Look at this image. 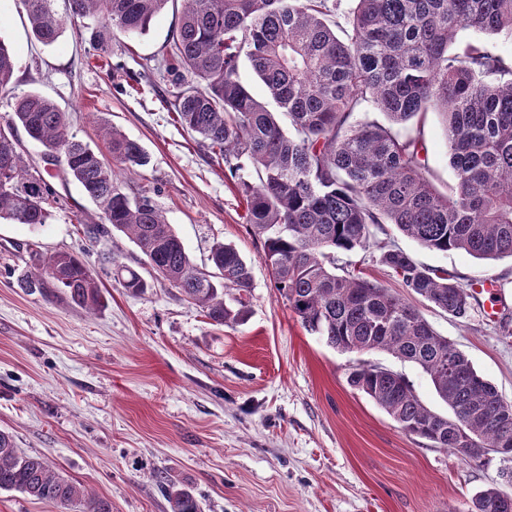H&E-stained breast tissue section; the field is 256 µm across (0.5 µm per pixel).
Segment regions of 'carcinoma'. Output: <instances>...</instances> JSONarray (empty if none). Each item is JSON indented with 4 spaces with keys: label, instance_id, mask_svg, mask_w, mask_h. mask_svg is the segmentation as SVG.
Wrapping results in <instances>:
<instances>
[{
    "label": "carcinoma",
    "instance_id": "cac0c4a2",
    "mask_svg": "<svg viewBox=\"0 0 512 512\" xmlns=\"http://www.w3.org/2000/svg\"><path fill=\"white\" fill-rule=\"evenodd\" d=\"M55 0H19L34 38L55 44L69 22L90 32L103 50L117 36L145 34L169 0H69L67 18ZM167 45L168 68L179 73L170 107L228 171L247 159L255 176L238 179L247 224L262 243L281 298L306 331L338 350H382L414 363L452 410L427 409L399 373L355 365L348 383L410 434L436 448L465 454L512 451V404L466 355L407 299L348 270L336 255L367 250L370 227L393 224L436 252L477 259L512 258V58L482 43L459 49L461 31L512 39V0H354L348 28L337 32V0H184ZM247 61L276 103L274 113L238 79ZM17 60L0 38V90ZM0 124V220L45 224L54 191L32 171L17 128L44 148L50 164L74 179L97 206L92 239L109 228L127 234L157 275L222 326L242 318L251 288L247 262L230 244L212 247V271L195 267L181 239L148 195L131 197L118 173L148 163L143 147L109 124L101 136L109 155L79 140L66 113L36 94L15 95ZM373 110L387 123L354 120ZM438 112L456 182L439 192L429 177L422 119ZM416 123L410 133L401 127ZM380 263L407 293L466 319L476 297L447 271L426 267L395 245L379 246ZM126 290L148 288L141 274L117 265ZM63 291L76 307L95 311L105 297L79 256L59 251L19 279L21 288ZM236 292L231 301L224 296ZM170 512H201L188 489L158 477ZM0 490L32 500L112 512V503L54 472L0 431ZM471 512H512L497 487L480 491Z\"/></svg>",
    "mask_w": 512,
    "mask_h": 512
}]
</instances>
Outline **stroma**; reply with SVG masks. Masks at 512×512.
Listing matches in <instances>:
<instances>
[{
	"label": "stroma",
	"instance_id": "stroma-1",
	"mask_svg": "<svg viewBox=\"0 0 512 512\" xmlns=\"http://www.w3.org/2000/svg\"><path fill=\"white\" fill-rule=\"evenodd\" d=\"M181 11V0H169L145 35L116 37L101 51L78 25L54 45L39 43L17 0H0V38L17 55L0 117L12 95L35 92L67 112L72 132L91 146L102 144L101 120L139 142L149 163L120 174L124 192L154 199L197 266L207 267L214 243L234 246L251 269L248 313L213 325L126 235L90 241L83 226L97 223L96 205L51 169L57 201L48 223L0 222V430L111 501L112 512H170L159 473L191 489L202 512H469L489 485L512 495L498 456L471 461L431 447L347 383L358 362L379 365L403 374L427 408L449 415L421 368L383 351L328 346L280 297L235 179L167 110L172 77L155 67ZM147 71L153 78L145 83ZM425 138L430 178L447 189L455 175L441 115L429 114ZM374 238L460 283L495 279L498 320L479 302L466 320L422 300L416 306L512 403V335L502 332L512 326V259L433 252L390 224ZM57 251L100 273L101 310L75 307L57 288L19 287L39 256ZM104 253L137 269L147 291L132 294L103 276Z\"/></svg>",
	"mask_w": 512,
	"mask_h": 512
}]
</instances>
